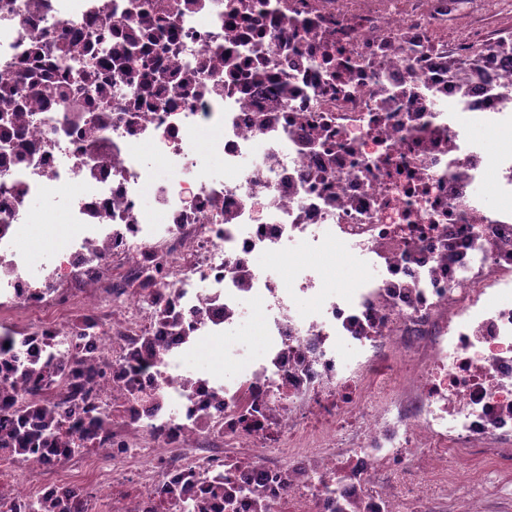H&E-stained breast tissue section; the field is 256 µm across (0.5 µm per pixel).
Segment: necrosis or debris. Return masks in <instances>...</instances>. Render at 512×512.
<instances>
[{
    "instance_id": "necrosis-or-debris-1",
    "label": "necrosis or debris",
    "mask_w": 512,
    "mask_h": 512,
    "mask_svg": "<svg viewBox=\"0 0 512 512\" xmlns=\"http://www.w3.org/2000/svg\"><path fill=\"white\" fill-rule=\"evenodd\" d=\"M229 3L0 0V416L72 430L0 448V501L164 512L222 470L242 491L209 512H448L452 455L483 501L485 449L512 447V148L486 147L512 53L464 77L448 0ZM50 196L72 233L34 275ZM252 317L235 378L186 372ZM26 361L79 364L82 391L16 383ZM361 268V263L342 249L336 250L335 256L327 262L328 275L336 283L337 291H347L342 287L350 285ZM263 342L264 336H262L261 325L257 318L243 323L239 329L238 336L233 337L236 349L244 353H259ZM20 424L29 428L21 436L14 422L5 426L0 420V448H13L17 454H24L31 448H50L55 433L61 428L55 413L40 405H32L20 415ZM193 480V476H185L169 488L166 493L168 501L167 512H207L204 510L206 507L204 501L197 500L191 506L185 501L186 489Z\"/></svg>"
}]
</instances>
